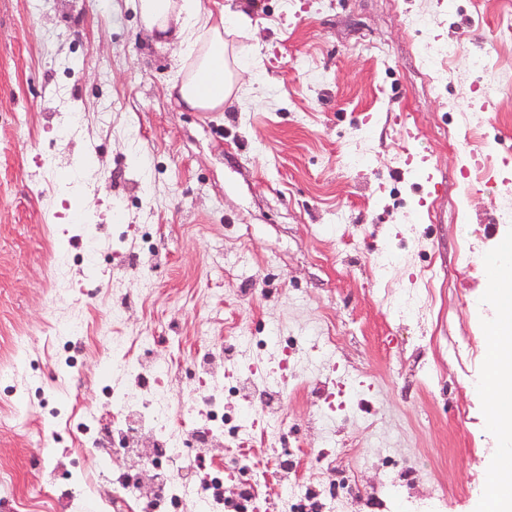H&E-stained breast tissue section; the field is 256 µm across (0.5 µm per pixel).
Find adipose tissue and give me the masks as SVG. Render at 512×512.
Masks as SVG:
<instances>
[{"label":"adipose tissue","instance_id":"ef3b65f1","mask_svg":"<svg viewBox=\"0 0 512 512\" xmlns=\"http://www.w3.org/2000/svg\"><path fill=\"white\" fill-rule=\"evenodd\" d=\"M147 30L175 31L191 66L177 73L172 86L189 107L205 112L223 109L244 80V67H230L224 22L201 6V0H139ZM512 266L499 267L490 294L496 309L485 340L488 357L485 391L489 420L504 443L493 462L481 512H512Z\"/></svg>","mask_w":512,"mask_h":512}]
</instances>
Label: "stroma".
Segmentation results:
<instances>
[{
  "instance_id": "35a3bbf8",
  "label": "stroma",
  "mask_w": 512,
  "mask_h": 512,
  "mask_svg": "<svg viewBox=\"0 0 512 512\" xmlns=\"http://www.w3.org/2000/svg\"><path fill=\"white\" fill-rule=\"evenodd\" d=\"M136 4L0 0V367L31 337L38 392L101 411L107 337L160 336L143 364L179 371L209 343L263 369L278 350L239 337L285 336L288 419L257 456L287 438L292 478L335 493V512H476L499 446L475 388L495 309L483 243L461 242L477 224L512 234V193L467 178L480 152L512 179V0H202L251 20L224 35L249 73L218 112L171 93L189 62ZM435 42L455 48L437 84ZM84 158L78 190L62 188ZM92 238L91 273L75 258ZM73 321L62 387L52 336ZM327 397L343 406L328 422ZM16 404L0 394L5 512H54L63 482L33 459L76 454L82 419L32 416L36 445Z\"/></svg>"
}]
</instances>
